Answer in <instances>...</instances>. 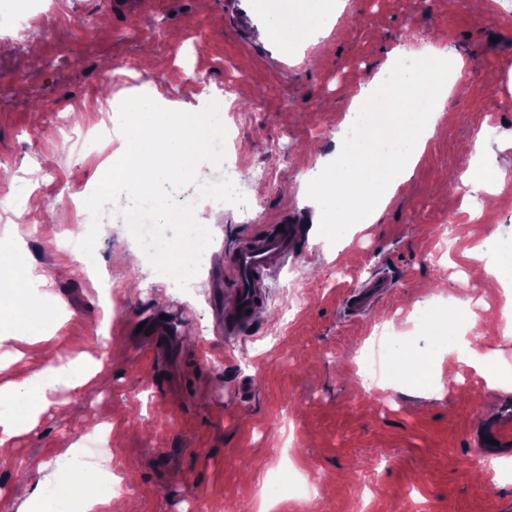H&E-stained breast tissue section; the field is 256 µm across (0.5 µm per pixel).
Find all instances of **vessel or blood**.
Wrapping results in <instances>:
<instances>
[{"instance_id": "b4317fda", "label": "vessel or blood", "mask_w": 512, "mask_h": 512, "mask_svg": "<svg viewBox=\"0 0 512 512\" xmlns=\"http://www.w3.org/2000/svg\"><path fill=\"white\" fill-rule=\"evenodd\" d=\"M282 225V230L245 238L225 250L228 277L224 286L236 297L235 307L224 313L225 335L238 336L247 331L254 322V311L266 302L270 281L296 256L299 226L288 219ZM389 285V278L382 273L355 283L344 294V316L351 320L362 316Z\"/></svg>"}]
</instances>
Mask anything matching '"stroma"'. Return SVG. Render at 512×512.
Instances as JSON below:
<instances>
[{
  "mask_svg": "<svg viewBox=\"0 0 512 512\" xmlns=\"http://www.w3.org/2000/svg\"><path fill=\"white\" fill-rule=\"evenodd\" d=\"M40 2L44 14L24 39L0 32V176L12 179L15 196L0 207V247L25 256L21 266L0 264V299L27 296L49 317L38 340L0 320L5 348L24 354L0 383L78 361L100 365L102 380L58 387L37 427L0 448V501L16 512L21 484L53 499L77 465L130 512H512V452L493 472V454L475 441L482 423L512 421V388L457 362L459 383L435 394L442 362L432 341L471 343L512 379V336L499 324L456 323L437 334L428 322L436 303L495 318L512 309V291L484 288L486 267L512 249V149L499 148L512 136V0H487L481 14L472 0H323L327 30L286 49L257 39L265 16L256 0H136L132 16L110 0ZM88 16L96 32L78 30ZM416 41L453 48L466 62L450 114L377 222L329 242L301 189L318 158L335 152L351 90ZM128 60L135 71L122 70ZM191 65L208 89L235 98L220 119L246 199L209 207L197 186L177 194L195 202L213 234L196 288L154 276L109 212L93 258L58 277L57 242L75 232L81 202L122 145L111 135L113 113L162 69L174 74L158 86L168 100L204 106L182 77ZM489 125L475 158V134ZM479 164L506 176L491 219L478 216L484 196L465 182ZM287 216L300 226L298 258L272 281L244 335H220L216 321L233 298L220 286V254ZM449 222L451 242L440 236ZM372 271L388 273L389 291L345 321L344 291ZM176 311L182 328L154 346L146 328ZM387 323L402 357L386 369L390 389L372 392L358 376L384 345ZM103 424L119 436L105 457L83 448ZM43 471L52 482H40ZM287 475L312 481L313 496L269 495L268 482Z\"/></svg>",
  "mask_w": 512,
  "mask_h": 512,
  "instance_id": "stroma-1",
  "label": "stroma"
}]
</instances>
